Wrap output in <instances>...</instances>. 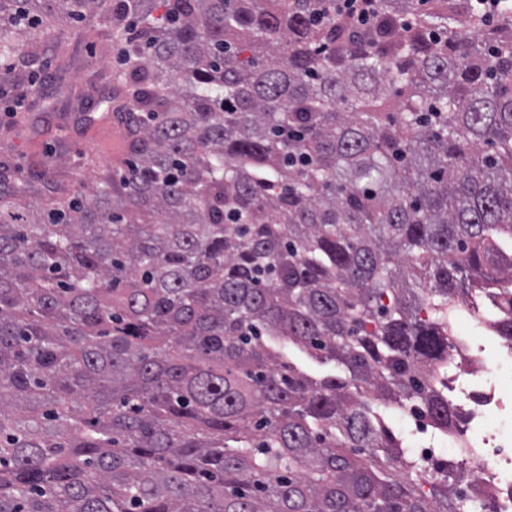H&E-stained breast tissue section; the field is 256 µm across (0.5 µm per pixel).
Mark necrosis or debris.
<instances>
[{"label": "necrosis or debris", "instance_id": "obj_1", "mask_svg": "<svg viewBox=\"0 0 512 512\" xmlns=\"http://www.w3.org/2000/svg\"><path fill=\"white\" fill-rule=\"evenodd\" d=\"M482 335V342L468 336H457L448 358V398L467 416L464 432L431 435L427 420L415 419L412 432L422 436L416 460L432 466L440 444L454 448L458 457L470 464L467 478L461 483L464 495L485 500V512H512V447L498 443L486 426L489 415L512 409V400L505 398L492 374L485 342H496L495 362L512 364V342L498 338L493 302L485 298L461 308Z\"/></svg>", "mask_w": 512, "mask_h": 512}]
</instances>
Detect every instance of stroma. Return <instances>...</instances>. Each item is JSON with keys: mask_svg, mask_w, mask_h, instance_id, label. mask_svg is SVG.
I'll use <instances>...</instances> for the list:
<instances>
[{"mask_svg": "<svg viewBox=\"0 0 512 512\" xmlns=\"http://www.w3.org/2000/svg\"><path fill=\"white\" fill-rule=\"evenodd\" d=\"M120 53L115 43L101 47L95 23L51 30L26 67L28 81L0 83V165L35 187L49 172L70 192L123 172L130 161L123 113L90 126L77 121L116 97Z\"/></svg>", "mask_w": 512, "mask_h": 512, "instance_id": "stroma-1", "label": "stroma"}]
</instances>
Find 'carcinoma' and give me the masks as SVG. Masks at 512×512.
<instances>
[{
	"label": "carcinoma",
	"mask_w": 512,
	"mask_h": 512,
	"mask_svg": "<svg viewBox=\"0 0 512 512\" xmlns=\"http://www.w3.org/2000/svg\"><path fill=\"white\" fill-rule=\"evenodd\" d=\"M0 0L122 45L132 159L0 168V512H478L383 411L460 429L448 306L512 341V0ZM321 364L319 378L282 351ZM493 311L492 299L487 296L485 299H478L474 305L458 309L456 314H461L469 320L471 325L482 335L481 337L486 340V346L491 341L496 342V361L498 363L512 364V342L497 336V317ZM470 329L472 333L479 336L471 326Z\"/></svg>",
	"instance_id": "1"
}]
</instances>
